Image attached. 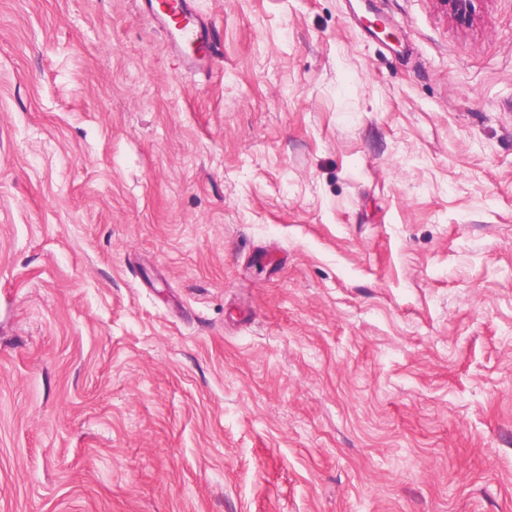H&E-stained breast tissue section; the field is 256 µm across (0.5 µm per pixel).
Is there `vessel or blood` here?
<instances>
[{
	"mask_svg": "<svg viewBox=\"0 0 512 512\" xmlns=\"http://www.w3.org/2000/svg\"><path fill=\"white\" fill-rule=\"evenodd\" d=\"M155 21L168 31L184 68L209 73L217 57L212 21L196 11L192 0H144Z\"/></svg>",
	"mask_w": 512,
	"mask_h": 512,
	"instance_id": "vessel-or-blood-1",
	"label": "vessel or blood"
}]
</instances>
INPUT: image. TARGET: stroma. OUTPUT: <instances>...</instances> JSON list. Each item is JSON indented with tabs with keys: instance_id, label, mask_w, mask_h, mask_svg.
I'll return each mask as SVG.
<instances>
[{
	"instance_id": "1",
	"label": "stroma",
	"mask_w": 512,
	"mask_h": 512,
	"mask_svg": "<svg viewBox=\"0 0 512 512\" xmlns=\"http://www.w3.org/2000/svg\"><path fill=\"white\" fill-rule=\"evenodd\" d=\"M0 0V512H512V0ZM155 21L168 31L173 50L182 66L208 74L217 57L213 22L196 11L192 0H142Z\"/></svg>"
}]
</instances>
